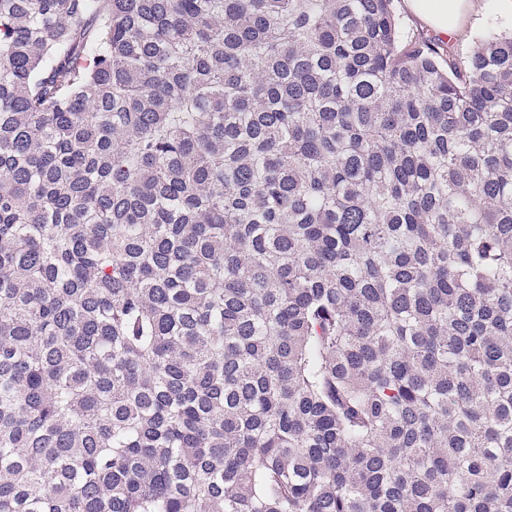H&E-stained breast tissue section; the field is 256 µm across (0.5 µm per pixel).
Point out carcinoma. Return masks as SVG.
I'll return each instance as SVG.
<instances>
[{"instance_id":"carcinoma-1","label":"carcinoma","mask_w":512,"mask_h":512,"mask_svg":"<svg viewBox=\"0 0 512 512\" xmlns=\"http://www.w3.org/2000/svg\"><path fill=\"white\" fill-rule=\"evenodd\" d=\"M0 512H512V35L0 0Z\"/></svg>"}]
</instances>
